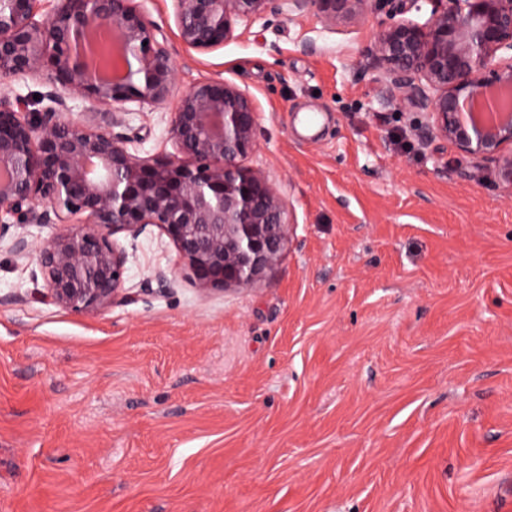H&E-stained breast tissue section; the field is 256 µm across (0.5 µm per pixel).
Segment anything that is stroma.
Masks as SVG:
<instances>
[{"instance_id": "stroma-1", "label": "stroma", "mask_w": 512, "mask_h": 512, "mask_svg": "<svg viewBox=\"0 0 512 512\" xmlns=\"http://www.w3.org/2000/svg\"><path fill=\"white\" fill-rule=\"evenodd\" d=\"M139 6L175 95L113 134L172 152L177 94L237 84L290 241L204 292L157 227L118 236L123 297L90 315L1 247L0 512H512V196L379 104L387 9L335 31L275 12L203 53L171 0Z\"/></svg>"}]
</instances>
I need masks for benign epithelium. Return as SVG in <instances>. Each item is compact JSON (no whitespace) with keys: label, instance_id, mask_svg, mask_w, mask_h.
Here are the masks:
<instances>
[{"label":"benign epithelium","instance_id":"1","mask_svg":"<svg viewBox=\"0 0 512 512\" xmlns=\"http://www.w3.org/2000/svg\"><path fill=\"white\" fill-rule=\"evenodd\" d=\"M431 6L419 22L405 14ZM0 0V74L38 76L89 103L84 117L51 106L28 109L0 93V240L17 259L36 254L44 297L95 314L123 291L126 253L114 237L148 225L174 245L201 291L249 287L280 261L292 217L260 170L243 161L257 148L250 94L224 80L197 82L170 113L174 153L142 157L112 134L127 103L157 108L172 92L173 61L135 0ZM188 49L212 51L271 11L313 14L323 28H357L377 0H172ZM369 50L378 97L421 115V139L439 137L495 164L512 194V0H397ZM30 224H62L36 246Z\"/></svg>","mask_w":512,"mask_h":512}]
</instances>
